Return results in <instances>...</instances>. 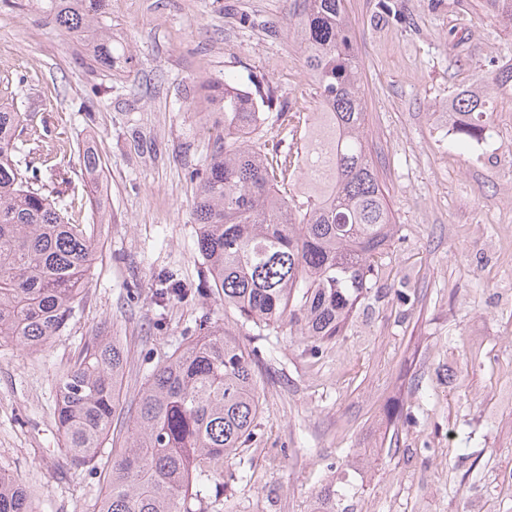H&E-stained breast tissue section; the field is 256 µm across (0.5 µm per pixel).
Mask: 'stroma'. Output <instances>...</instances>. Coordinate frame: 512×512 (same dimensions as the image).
Masks as SVG:
<instances>
[{
    "mask_svg": "<svg viewBox=\"0 0 512 512\" xmlns=\"http://www.w3.org/2000/svg\"><path fill=\"white\" fill-rule=\"evenodd\" d=\"M345 0L363 73L368 139L399 232L385 272L339 341L304 355L288 328L255 367L261 412L244 454L252 479L224 512H313L327 478L350 512H512V97L495 134L468 147L439 103L512 59V30L484 0ZM111 70L92 67L28 0H0V74L14 103L55 112L105 164L106 221L89 286L67 332L41 351L0 342V468L38 512H93L105 467H74L54 415L62 369L106 328L128 351L122 443L147 376L200 320L251 326L208 305L192 215L220 119L201 85L228 78L273 90L278 110H314L288 0H105ZM174 273L180 300L156 293Z\"/></svg>",
    "mask_w": 512,
    "mask_h": 512,
    "instance_id": "obj_1",
    "label": "stroma"
}]
</instances>
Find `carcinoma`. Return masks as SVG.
<instances>
[{
	"instance_id": "cac0c4a2",
	"label": "carcinoma",
	"mask_w": 512,
	"mask_h": 512,
	"mask_svg": "<svg viewBox=\"0 0 512 512\" xmlns=\"http://www.w3.org/2000/svg\"><path fill=\"white\" fill-rule=\"evenodd\" d=\"M289 29L304 56L316 111L280 110L300 147L269 151L265 113L230 81L213 80L206 99L223 117L210 161L192 174L197 250L206 268L197 293L212 295L257 336L296 327L312 356L343 335L358 303L382 272L397 233L368 147L367 103L344 0H293ZM488 17L512 29V0H485ZM88 57L112 69V31L104 0H34ZM0 78V340L37 350L65 332L75 302L101 254L86 210L96 198L45 191L38 174L72 151L57 116L39 119L9 101ZM512 95V63L448 97L458 139L493 136L495 97ZM24 133L18 146V133ZM85 177L99 183L103 165L87 149ZM226 326H202L148 376L123 443L106 461L108 489L97 512H209L235 482L249 479L243 453L260 414L254 366ZM127 353L104 330L84 339L59 378L55 416L65 456L96 463L120 407ZM0 512H34L27 490L0 470ZM315 512H336V491L321 487Z\"/></svg>"
}]
</instances>
